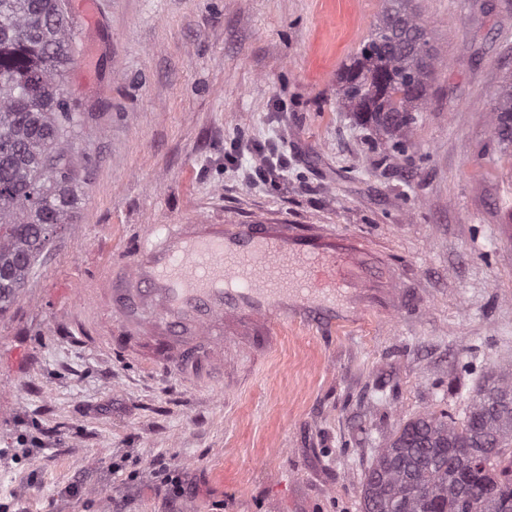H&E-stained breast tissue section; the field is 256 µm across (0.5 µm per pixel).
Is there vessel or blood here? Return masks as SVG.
Masks as SVG:
<instances>
[{
  "label": "vessel or blood",
  "instance_id": "1",
  "mask_svg": "<svg viewBox=\"0 0 512 512\" xmlns=\"http://www.w3.org/2000/svg\"><path fill=\"white\" fill-rule=\"evenodd\" d=\"M362 252L318 224H153L120 269L78 285L72 314L101 344L149 341L155 366L202 386L224 365L219 347L274 338L295 320H355L372 296ZM103 302L108 325L93 317Z\"/></svg>",
  "mask_w": 512,
  "mask_h": 512
}]
</instances>
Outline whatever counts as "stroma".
<instances>
[{
  "label": "stroma",
  "instance_id": "stroma-1",
  "mask_svg": "<svg viewBox=\"0 0 512 512\" xmlns=\"http://www.w3.org/2000/svg\"><path fill=\"white\" fill-rule=\"evenodd\" d=\"M420 2L441 61L406 161L336 101L383 0H98L79 22L69 81L96 163L0 315V512H362L405 422L463 418L512 366V144L489 110L512 0ZM258 219L364 239L397 305L287 325L200 390L69 335L77 280L149 225ZM159 458L192 487L177 505Z\"/></svg>",
  "mask_w": 512,
  "mask_h": 512
}]
</instances>
